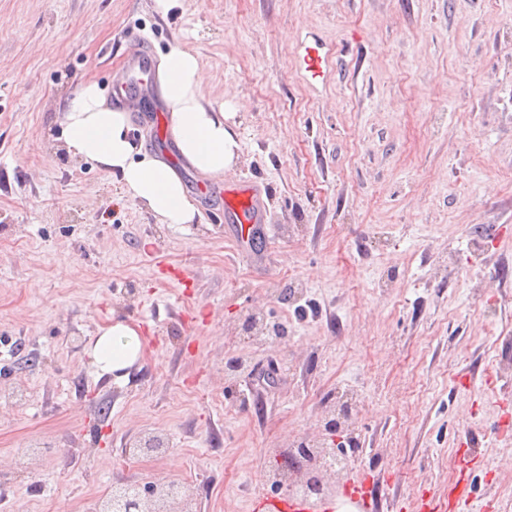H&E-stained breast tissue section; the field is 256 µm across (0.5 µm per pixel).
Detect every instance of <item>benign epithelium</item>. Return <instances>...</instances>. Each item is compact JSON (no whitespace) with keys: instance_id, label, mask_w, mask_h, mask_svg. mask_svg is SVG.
<instances>
[{"instance_id":"benign-epithelium-1","label":"benign epithelium","mask_w":512,"mask_h":512,"mask_svg":"<svg viewBox=\"0 0 512 512\" xmlns=\"http://www.w3.org/2000/svg\"><path fill=\"white\" fill-rule=\"evenodd\" d=\"M320 439L296 441L279 453L280 466L266 475L274 491L285 490L317 509L336 495L330 478L339 474L333 454L344 453V441L325 453ZM188 488L174 481L159 484L116 485L112 496L99 501L94 512H197L191 507Z\"/></svg>"}]
</instances>
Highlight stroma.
Segmentation results:
<instances>
[{
  "label": "stroma",
  "mask_w": 512,
  "mask_h": 512,
  "mask_svg": "<svg viewBox=\"0 0 512 512\" xmlns=\"http://www.w3.org/2000/svg\"><path fill=\"white\" fill-rule=\"evenodd\" d=\"M132 33L194 54L207 100L236 105L235 166L178 170L185 229L59 141L63 99L111 90ZM309 47L327 55L317 78ZM163 111L130 108L158 157ZM508 170L512 0H182L165 19L154 0H0V501L91 512L117 483L177 479L198 512H251L274 449L319 436L344 388L359 446L338 497L365 475L379 512H414L461 478L466 512H512ZM241 180L273 229L250 257L224 224ZM288 277L302 296L283 303ZM251 313L287 340H248ZM116 318L144 345L107 374L88 348ZM147 433L166 448L117 469Z\"/></svg>",
  "instance_id": "1"
}]
</instances>
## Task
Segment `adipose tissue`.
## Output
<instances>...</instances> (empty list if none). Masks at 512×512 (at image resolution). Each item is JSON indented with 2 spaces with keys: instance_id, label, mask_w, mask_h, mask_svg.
Masks as SVG:
<instances>
[{
  "instance_id": "1",
  "label": "adipose tissue",
  "mask_w": 512,
  "mask_h": 512,
  "mask_svg": "<svg viewBox=\"0 0 512 512\" xmlns=\"http://www.w3.org/2000/svg\"><path fill=\"white\" fill-rule=\"evenodd\" d=\"M168 134L180 158L199 175L223 178L239 158L237 135L225 109L212 107L203 91L196 56L172 46L157 68ZM63 147L75 160L90 159L118 177L128 195L164 224H190L197 214L177 171L129 136L127 112L108 105L98 83L87 82L66 98L59 114ZM139 331L113 320L90 346V357L105 373L130 368L142 352Z\"/></svg>"
}]
</instances>
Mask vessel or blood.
Instances as JSON below:
<instances>
[{
    "instance_id": "obj_1",
    "label": "vessel or blood",
    "mask_w": 512,
    "mask_h": 512,
    "mask_svg": "<svg viewBox=\"0 0 512 512\" xmlns=\"http://www.w3.org/2000/svg\"><path fill=\"white\" fill-rule=\"evenodd\" d=\"M153 89V61L148 52L139 50L129 55L125 78L113 88L116 99L127 101L148 97ZM267 213L256 186L242 180L224 187V221L233 227V235L241 251L250 252L251 245ZM468 497L464 481H456L447 495L422 497L420 512H460Z\"/></svg>"
}]
</instances>
